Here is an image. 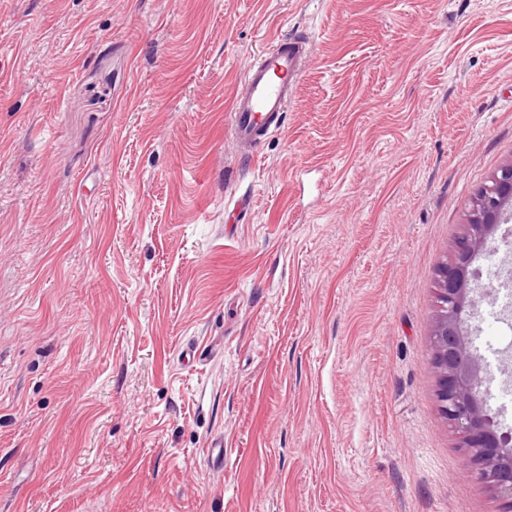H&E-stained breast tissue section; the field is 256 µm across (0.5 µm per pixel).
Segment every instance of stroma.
<instances>
[{
    "mask_svg": "<svg viewBox=\"0 0 512 512\" xmlns=\"http://www.w3.org/2000/svg\"><path fill=\"white\" fill-rule=\"evenodd\" d=\"M292 33L240 158L233 94ZM510 162L512 0H0V512H504L431 351ZM475 300L512 434V308ZM309 52L304 36L282 38L248 66L233 96L228 123L240 156H253L254 148L280 129Z\"/></svg>",
    "mask_w": 512,
    "mask_h": 512,
    "instance_id": "1",
    "label": "stroma"
}]
</instances>
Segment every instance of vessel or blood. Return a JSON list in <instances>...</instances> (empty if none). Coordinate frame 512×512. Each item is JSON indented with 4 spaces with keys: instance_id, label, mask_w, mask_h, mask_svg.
<instances>
[{
    "instance_id": "vessel-or-blood-1",
    "label": "vessel or blood",
    "mask_w": 512,
    "mask_h": 512,
    "mask_svg": "<svg viewBox=\"0 0 512 512\" xmlns=\"http://www.w3.org/2000/svg\"><path fill=\"white\" fill-rule=\"evenodd\" d=\"M309 52L304 36L282 38L248 66L229 113L230 137L240 155H252L261 141L280 129Z\"/></svg>"
}]
</instances>
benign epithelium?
I'll use <instances>...</instances> for the list:
<instances>
[{
    "mask_svg": "<svg viewBox=\"0 0 512 512\" xmlns=\"http://www.w3.org/2000/svg\"><path fill=\"white\" fill-rule=\"evenodd\" d=\"M512 220V163L503 166L492 184L478 195L471 223L455 244L454 256L440 272L446 301L432 340L437 397L443 414L468 449L471 476L512 509V437L497 432L486 414L480 388L481 368L461 330V312L474 306L471 283L473 255L512 238L505 224Z\"/></svg>",
    "mask_w": 512,
    "mask_h": 512,
    "instance_id": "benign-epithelium-1",
    "label": "benign epithelium"
}]
</instances>
